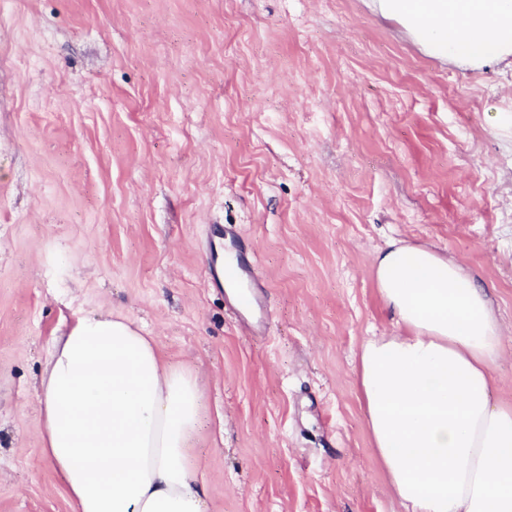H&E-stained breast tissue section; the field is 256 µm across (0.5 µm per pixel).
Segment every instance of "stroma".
I'll return each instance as SVG.
<instances>
[{
    "mask_svg": "<svg viewBox=\"0 0 512 512\" xmlns=\"http://www.w3.org/2000/svg\"><path fill=\"white\" fill-rule=\"evenodd\" d=\"M368 3L0 0V512H74L39 382L109 312L202 383L207 512H405L357 369L397 330L391 238L486 289L512 405V66L431 58ZM217 224L266 333L210 282Z\"/></svg>",
    "mask_w": 512,
    "mask_h": 512,
    "instance_id": "stroma-1",
    "label": "stroma"
}]
</instances>
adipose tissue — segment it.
<instances>
[{
	"mask_svg": "<svg viewBox=\"0 0 512 512\" xmlns=\"http://www.w3.org/2000/svg\"><path fill=\"white\" fill-rule=\"evenodd\" d=\"M429 57L480 70L512 59V0H372ZM399 331L368 339L358 371L372 446L406 512H512V405L491 403L504 336L455 260L393 240L373 257ZM41 446L76 512H205L189 456L192 372L124 316L57 336L40 389Z\"/></svg>",
	"mask_w": 512,
	"mask_h": 512,
	"instance_id": "obj_1",
	"label": "adipose tissue"
}]
</instances>
